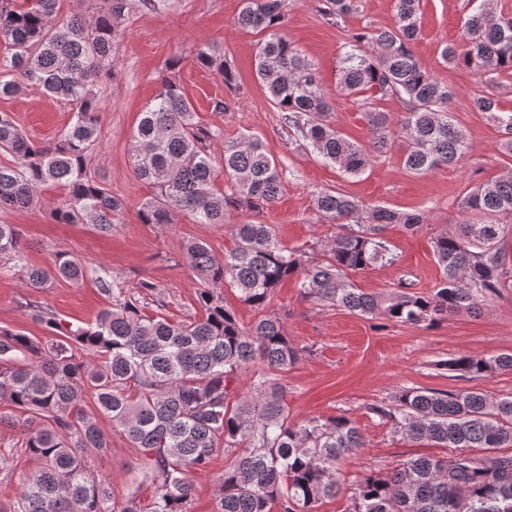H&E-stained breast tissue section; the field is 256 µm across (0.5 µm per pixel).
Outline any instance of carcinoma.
Returning a JSON list of instances; mask_svg holds the SVG:
<instances>
[{
	"mask_svg": "<svg viewBox=\"0 0 512 512\" xmlns=\"http://www.w3.org/2000/svg\"><path fill=\"white\" fill-rule=\"evenodd\" d=\"M58 0H0V95L28 85L64 101L69 128L52 144L38 145L9 112H0V150L14 158L0 164V211H22L39 202L41 188L57 185L64 196L49 206L57 224H93L112 231L123 203L88 170L99 138L96 83L113 73L131 0H95L93 15L56 20ZM361 0H326L324 15L338 25L359 11ZM421 0H395L392 24L351 32L340 59L339 87L362 110L370 133L365 147L343 137L327 120L331 111L315 69L286 34L287 0H243L237 23L263 38L256 74L274 107L321 160L348 176L365 172L372 154L393 138L390 114L374 106L386 97L406 103L397 127L406 142L405 167L426 173L457 163L467 141L453 116L454 94L412 49L420 33ZM443 62L470 71L495 87L512 79V10L479 0L467 15L460 41L442 51ZM196 63L231 88L236 74L208 47ZM147 103L131 136L133 174L152 185L141 204L144 224L167 226L184 215L196 224H222L232 206L260 211L279 199L281 173L260 140L246 134L224 140V175L234 192L214 178L212 144L218 133L196 119L192 101L171 73ZM470 107L502 133V154L512 158V111L492 94H477ZM320 215L343 231L312 256L288 248L272 224L234 225V246L219 258L204 241H190L184 258L197 278L195 312L168 318L169 302L154 282L129 284L104 266H89L66 252L47 266L23 263L17 224H0V275L20 273L24 288L41 292L57 281H93L111 299L86 328L44 307L27 304L48 335L27 336L0 328V400L18 414L0 413V429L17 428L16 443L32 464L21 491L0 512H190V473L208 467L219 449L233 455L224 468L213 512H318L344 490L342 461L365 447L344 414L290 419L288 372L303 349L288 337L285 315L271 303L279 285L296 278L303 299L370 319L434 325L475 314L501 288H512V255L505 225L512 218V172L487 181L459 202L476 217L433 239L442 272L439 285L422 293L400 281L383 292H364L350 274L393 260L383 233L390 224L413 231L425 217L383 206L364 209L333 190L314 195ZM237 291L255 312L242 324L224 300ZM464 378L512 372V354L460 356L442 363ZM251 393H237L240 376ZM370 413L404 437L451 449L440 458L410 457L373 465L349 488L346 512H512V395L492 397L471 388L438 392L404 388ZM112 420L130 447L142 454L141 480L119 502L92 456L111 443L99 417ZM16 453L0 449V474L16 473Z\"/></svg>",
	"mask_w": 512,
	"mask_h": 512,
	"instance_id": "obj_1",
	"label": "carcinoma"
}]
</instances>
